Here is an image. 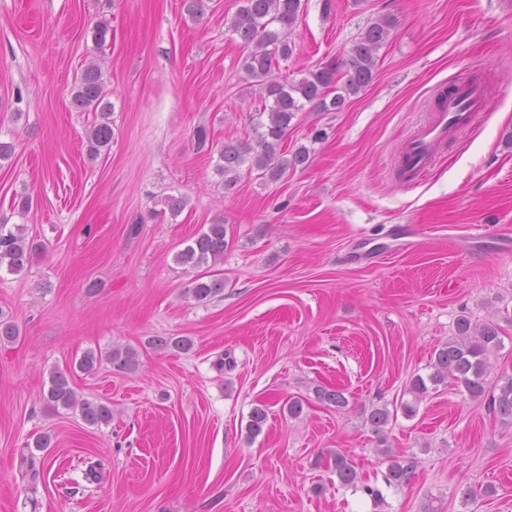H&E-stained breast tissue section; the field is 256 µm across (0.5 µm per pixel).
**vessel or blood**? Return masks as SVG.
<instances>
[{
  "instance_id": "1",
  "label": "vessel or blood",
  "mask_w": 512,
  "mask_h": 512,
  "mask_svg": "<svg viewBox=\"0 0 512 512\" xmlns=\"http://www.w3.org/2000/svg\"><path fill=\"white\" fill-rule=\"evenodd\" d=\"M481 86L456 85L440 108L405 138L400 150V172L405 180L422 176L429 168L436 147L446 140L450 131L468 126L482 105Z\"/></svg>"
}]
</instances>
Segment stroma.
<instances>
[{
  "label": "stroma",
  "mask_w": 512,
  "mask_h": 512,
  "mask_svg": "<svg viewBox=\"0 0 512 512\" xmlns=\"http://www.w3.org/2000/svg\"><path fill=\"white\" fill-rule=\"evenodd\" d=\"M240 6L203 0L194 18L184 0H0V142L13 147L0 224L40 246L21 272L0 271V312L19 329L0 343V512H512V426L485 405L440 385L382 438L365 415L429 376L462 314L498 324L492 374L512 375V0H302L278 79L344 58L385 18L374 79L341 111L298 114L286 145L308 147L303 166L228 188L194 133L251 131L258 89L229 27ZM96 52L112 141L93 157L95 115L71 93ZM469 78L487 86L481 114L401 184L400 144L438 89ZM171 196L186 200L175 217ZM218 217L224 293L200 304L176 256ZM155 336L193 347L160 350ZM115 345L137 350L136 371L69 377L111 405L109 424L45 407L51 372ZM319 386L348 407L318 400ZM41 435L50 448L24 463ZM384 447L417 457L408 486H386ZM332 450L381 502L339 483Z\"/></svg>",
  "instance_id": "35a3bbf8"
}]
</instances>
